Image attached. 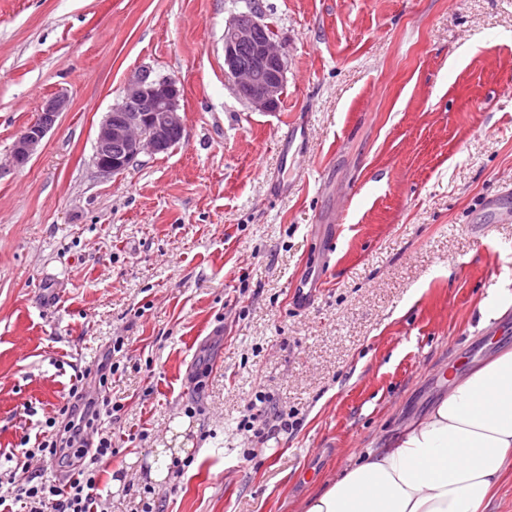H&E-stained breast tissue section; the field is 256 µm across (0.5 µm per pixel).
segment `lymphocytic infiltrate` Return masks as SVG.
Wrapping results in <instances>:
<instances>
[{"instance_id": "f902f5d3", "label": "lymphocytic infiltrate", "mask_w": 512, "mask_h": 512, "mask_svg": "<svg viewBox=\"0 0 512 512\" xmlns=\"http://www.w3.org/2000/svg\"><path fill=\"white\" fill-rule=\"evenodd\" d=\"M116 363L98 364L94 375L99 397L87 396L84 389L71 387L70 401L60 408L58 417L46 421L51 432L36 437L22 460L0 470V512H14V504H24L27 512H97L102 502L98 493L100 463L113 454L112 434L101 426L102 413L117 411L118 406L107 397L110 377L117 372ZM288 427L268 393L256 390L245 404L241 431L262 436L270 422ZM80 463L65 481L44 478L31 471L32 459L49 457L59 466L69 467L71 457Z\"/></svg>"}]
</instances>
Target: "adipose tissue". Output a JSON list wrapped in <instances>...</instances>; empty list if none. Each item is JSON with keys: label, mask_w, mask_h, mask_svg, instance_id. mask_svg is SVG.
<instances>
[{"label": "adipose tissue", "mask_w": 512, "mask_h": 512, "mask_svg": "<svg viewBox=\"0 0 512 512\" xmlns=\"http://www.w3.org/2000/svg\"><path fill=\"white\" fill-rule=\"evenodd\" d=\"M512 473V347L448 380L389 442L310 496L303 512H487Z\"/></svg>", "instance_id": "adipose-tissue-1"}]
</instances>
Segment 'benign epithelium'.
<instances>
[{"label": "benign epithelium", "mask_w": 512, "mask_h": 512, "mask_svg": "<svg viewBox=\"0 0 512 512\" xmlns=\"http://www.w3.org/2000/svg\"><path fill=\"white\" fill-rule=\"evenodd\" d=\"M263 23L256 8L233 16L224 26V76L251 109L270 113L276 110L283 94L287 53L279 41L258 37ZM250 51L243 63L241 53ZM183 87L172 76L153 78L144 67L130 74L123 93L101 122L95 140V166L103 175H118L138 162L143 155L164 152L173 134L184 133L185 119L180 112ZM66 100L48 101L38 117L17 137L11 163L25 166L54 126ZM123 145L122 153L112 156V144Z\"/></svg>", "instance_id": "benign-epithelium-1"}]
</instances>
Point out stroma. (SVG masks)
<instances>
[{"label": "stroma", "mask_w": 512, "mask_h": 512, "mask_svg": "<svg viewBox=\"0 0 512 512\" xmlns=\"http://www.w3.org/2000/svg\"><path fill=\"white\" fill-rule=\"evenodd\" d=\"M260 3L288 53L272 113L224 77L246 0H0V458L113 358L108 512L148 493L164 512H300L461 363L512 345V314L489 336L477 312L512 289V220L485 205L512 209V0ZM142 67L181 81L184 138L101 175L98 126ZM258 388L294 429L239 430ZM185 441L183 475L149 482ZM66 105V100L61 97L45 104L38 117L15 140L10 157L13 166L20 168L29 162ZM325 273H320L317 275L316 279L311 282L310 286L308 284L310 282L311 276L308 279H301L300 282L292 289V300L293 302L302 308L309 306L313 303L317 297L318 289L321 287V283L323 281Z\"/></svg>", "instance_id": "obj_1"}]
</instances>
